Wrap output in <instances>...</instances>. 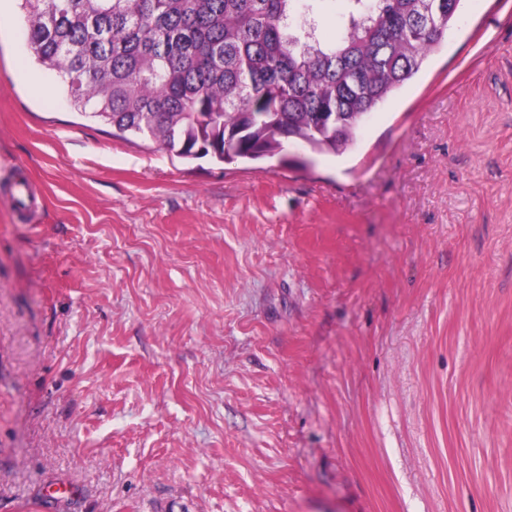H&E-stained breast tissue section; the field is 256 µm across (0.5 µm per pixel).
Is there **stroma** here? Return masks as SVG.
<instances>
[{"label":"stroma","mask_w":512,"mask_h":512,"mask_svg":"<svg viewBox=\"0 0 512 512\" xmlns=\"http://www.w3.org/2000/svg\"><path fill=\"white\" fill-rule=\"evenodd\" d=\"M288 154L114 137L0 0V512H512V0Z\"/></svg>","instance_id":"35a3bbf8"}]
</instances>
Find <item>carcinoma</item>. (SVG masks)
<instances>
[{"mask_svg": "<svg viewBox=\"0 0 512 512\" xmlns=\"http://www.w3.org/2000/svg\"><path fill=\"white\" fill-rule=\"evenodd\" d=\"M36 62L80 116L177 157L342 154L448 37L463 0H19Z\"/></svg>", "mask_w": 512, "mask_h": 512, "instance_id": "carcinoma-1", "label": "carcinoma"}]
</instances>
